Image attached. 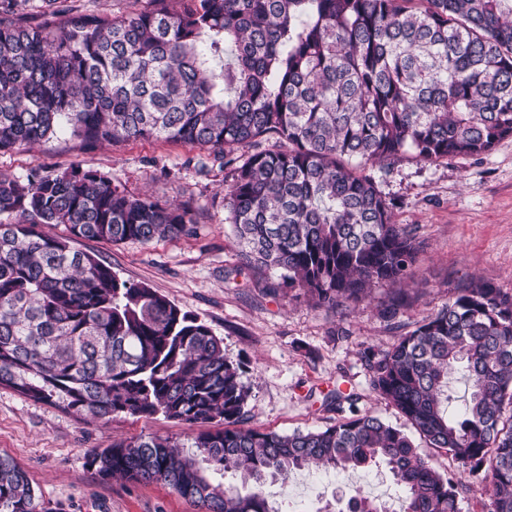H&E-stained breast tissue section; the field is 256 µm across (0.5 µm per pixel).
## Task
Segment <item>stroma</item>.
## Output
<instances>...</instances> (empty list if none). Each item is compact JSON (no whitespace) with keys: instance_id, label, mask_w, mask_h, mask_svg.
I'll return each instance as SVG.
<instances>
[{"instance_id":"obj_1","label":"stroma","mask_w":512,"mask_h":512,"mask_svg":"<svg viewBox=\"0 0 512 512\" xmlns=\"http://www.w3.org/2000/svg\"><path fill=\"white\" fill-rule=\"evenodd\" d=\"M198 153L187 144L152 138L86 151L79 140L64 135L0 153V170L23 176L80 161L111 174L129 194L195 203L198 222L187 235L147 244L81 239L74 247L97 255L120 280L148 284L223 338L225 357L242 366L250 389V427L282 435L325 428L337 417L326 398L339 388L360 393L359 411L406 428L405 419L367 385V352L387 349L399 336L378 313L388 287L374 288L344 316L314 308L302 297L263 293L276 273L241 271V248L224 222L230 171L213 166L199 172L189 163ZM374 178L393 205L395 222L412 225L424 243L409 304L400 316L406 328L447 303L470 277L512 292V138L487 155L453 156L435 164L399 162ZM199 430L161 415L117 414L85 422L0 387V454L27 473L52 512H199L169 486L105 480L87 463L91 450L118 441L157 435L186 444ZM416 444L463 484L461 512H487V496L457 463L426 447L424 439ZM358 487L394 507L404 495L387 470L374 467L347 473L305 469L287 485H266L265 493L277 512H317L325 502L348 499Z\"/></svg>"}]
</instances>
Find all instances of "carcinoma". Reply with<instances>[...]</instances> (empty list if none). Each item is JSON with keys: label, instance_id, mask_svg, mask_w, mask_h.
Here are the masks:
<instances>
[{"label": "carcinoma", "instance_id": "1", "mask_svg": "<svg viewBox=\"0 0 512 512\" xmlns=\"http://www.w3.org/2000/svg\"><path fill=\"white\" fill-rule=\"evenodd\" d=\"M168 0L121 17L56 20L0 9V152L63 133L93 149L139 139L199 147V171L273 139L231 171L224 223L244 269L272 270L317 308L346 311L384 283L399 318L423 242L368 171L490 153L512 136V0ZM0 386L80 420L114 414L213 424L183 452L160 436L88 455L109 479L163 483L200 512H276L261 486L317 467L383 464L401 512H460L459 482L401 429L365 412L289 435L247 426L249 388L224 341L144 283L118 279L78 239L188 234L189 201L127 194L74 163L0 170ZM63 226L61 235L43 226ZM369 388L512 512V293L480 278L366 355ZM467 387L460 415L448 385ZM254 482L243 494L209 474ZM0 512H47L0 455ZM346 512H387L366 492Z\"/></svg>", "mask_w": 512, "mask_h": 512}]
</instances>
